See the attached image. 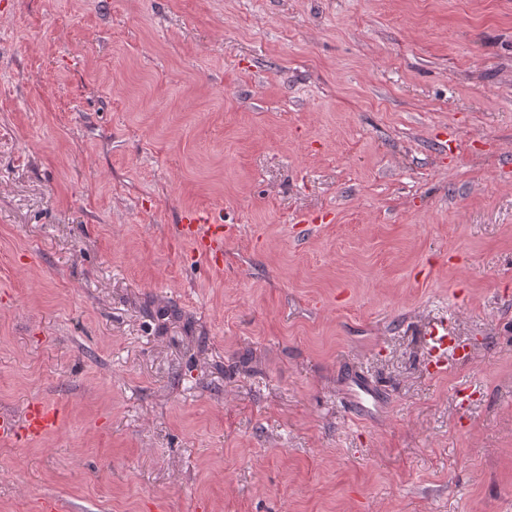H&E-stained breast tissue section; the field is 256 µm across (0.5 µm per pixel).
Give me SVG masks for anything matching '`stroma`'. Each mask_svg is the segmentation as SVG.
Here are the masks:
<instances>
[{
  "label": "stroma",
  "mask_w": 512,
  "mask_h": 512,
  "mask_svg": "<svg viewBox=\"0 0 512 512\" xmlns=\"http://www.w3.org/2000/svg\"><path fill=\"white\" fill-rule=\"evenodd\" d=\"M11 3L0 512H512V0ZM177 232L188 241L194 250L212 265L220 266L224 261V240L231 229L224 228L211 212L187 210L181 213ZM428 352L426 368L430 374L448 371L451 365L467 363L472 359L473 351L469 344L461 342L448 322L433 323L427 330ZM348 401L359 413L371 415L379 405V391L376 384L360 375H351L345 386ZM62 415L52 404L35 402L24 411L22 425L12 416H0V436L8 439L18 436L36 438L59 428Z\"/></svg>",
  "instance_id": "1"
}]
</instances>
